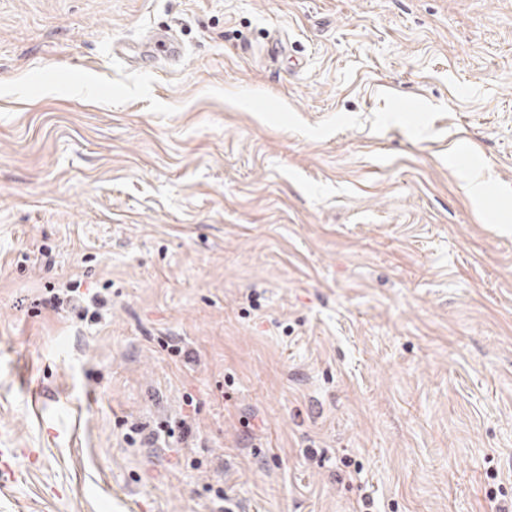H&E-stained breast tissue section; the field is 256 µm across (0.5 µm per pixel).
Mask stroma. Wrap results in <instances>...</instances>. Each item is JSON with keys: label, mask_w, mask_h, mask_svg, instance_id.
Listing matches in <instances>:
<instances>
[{"label": "stroma", "mask_w": 512, "mask_h": 512, "mask_svg": "<svg viewBox=\"0 0 512 512\" xmlns=\"http://www.w3.org/2000/svg\"><path fill=\"white\" fill-rule=\"evenodd\" d=\"M503 224L512 0H0V512H495ZM157 45L164 47L166 59L171 62H180L184 58V50L178 38L167 30L153 31L141 42L142 52L147 56ZM81 283H74L71 288H67L66 293L55 296L51 307L58 309L64 306H70L73 310L78 309L80 317L84 318L91 313L92 318L96 315L98 309L104 308L108 303V298L101 295L100 292H81ZM147 427L132 425L131 431L135 435L141 436L139 442L148 448H168L169 439L175 435V429L170 422L157 425L155 429L149 430L144 433ZM168 439V440H167Z\"/></svg>", "instance_id": "stroma-1"}]
</instances>
